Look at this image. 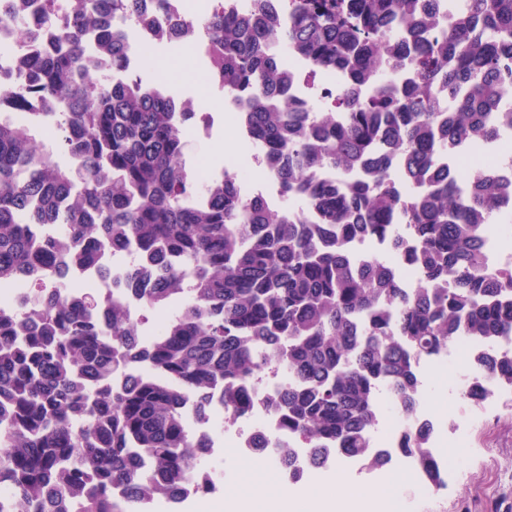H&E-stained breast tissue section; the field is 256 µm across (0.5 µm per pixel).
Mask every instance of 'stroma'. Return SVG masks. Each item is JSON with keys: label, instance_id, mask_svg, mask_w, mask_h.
<instances>
[{"label": "stroma", "instance_id": "stroma-1", "mask_svg": "<svg viewBox=\"0 0 512 512\" xmlns=\"http://www.w3.org/2000/svg\"><path fill=\"white\" fill-rule=\"evenodd\" d=\"M196 60L191 52H183L164 59H148L140 76L147 82H165L180 95L194 94ZM206 110L215 123L209 141L197 151L187 152V162H194L197 154L209 155L215 168H223L225 158L236 155L241 145L235 134L224 126V93L213 90L206 98ZM223 141L224 152L212 153L214 141ZM421 390L433 407L434 414L450 425L465 418L475 408L490 414L484 429L471 437L468 473L465 478L449 482L439 491L431 505L436 512H512V402L485 401L482 405L461 398L449 390L440 374L421 371ZM215 476L223 481L226 500H248L250 512H281L283 490L272 474H258L254 465L225 457L215 463Z\"/></svg>", "mask_w": 512, "mask_h": 512}]
</instances>
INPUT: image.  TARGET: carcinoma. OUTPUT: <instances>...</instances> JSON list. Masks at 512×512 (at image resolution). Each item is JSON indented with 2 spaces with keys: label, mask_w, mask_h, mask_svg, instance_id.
I'll return each mask as SVG.
<instances>
[{
  "label": "carcinoma",
  "mask_w": 512,
  "mask_h": 512,
  "mask_svg": "<svg viewBox=\"0 0 512 512\" xmlns=\"http://www.w3.org/2000/svg\"><path fill=\"white\" fill-rule=\"evenodd\" d=\"M44 2L56 48L0 76V101H52L57 111L40 116L61 122L80 164L41 149L37 125L0 117V283L39 281L24 317L0 314V481L15 512H68L70 501L129 512L140 496L174 494L205 462L203 439L184 427L186 395L201 416L220 396L231 419L269 368L284 388L264 404L317 450L316 464L333 448L383 465L369 438L381 391L418 415L416 360L462 336L487 350L465 398L484 399L485 372L512 388V351H492L512 340V267L490 270L484 258L502 179L444 163L495 137L493 112L512 85V0H464L446 19L434 0H286L288 19L267 9L255 24L216 8V84L241 106L247 141L276 159L278 211L243 197L232 177L210 187L187 177V127L208 113L175 118L167 90L121 69V22L146 0H76L72 16ZM0 22L39 37L19 11ZM398 26L408 38L394 44ZM90 32L98 54L83 53ZM274 47L312 77L343 72L347 92L303 111ZM324 167L340 179L319 178ZM306 209L318 223L292 222ZM35 224L62 225L70 266L97 264L102 248L140 251L155 276L134 264L128 283L148 314L181 300L185 278L191 294L144 347L121 300L104 322L93 294L70 300L58 243ZM357 239L386 247L358 257ZM404 260L421 274L413 290L398 278ZM136 362L150 371L127 374ZM428 438L416 422L400 451L435 482Z\"/></svg>",
  "instance_id": "carcinoma-1"
}]
</instances>
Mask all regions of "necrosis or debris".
<instances>
[{
	"label": "necrosis or debris",
	"instance_id": "1",
	"mask_svg": "<svg viewBox=\"0 0 512 512\" xmlns=\"http://www.w3.org/2000/svg\"><path fill=\"white\" fill-rule=\"evenodd\" d=\"M216 6L217 0H154L146 17H134L124 24L128 68L135 71L141 68L146 57L174 53L179 44L169 40L167 32L173 23L184 22L191 26L188 42L200 59L198 81L203 86L211 85L204 57L212 37L199 20ZM52 46L51 33H44L41 42L26 43L18 40L11 30L0 27V74L8 76L18 73L27 57ZM287 63L290 76L288 94L304 107L342 96L345 87L343 74L327 73L312 81L307 77V66L302 60L291 57ZM501 153H512V126L507 124L498 128L493 142L480 148H461L454 160L463 167L473 164L485 169L495 166L496 157ZM269 168V158L255 153L233 165L231 171L244 193L261 196L268 203L276 205L282 198V186L269 175ZM131 264L130 250L112 249L103 253L100 266L65 270L63 279L70 295L79 296L89 289L107 305L113 299H121L128 320L138 324L141 342L147 346L153 343L156 336L163 334L172 310L166 307L153 312L152 316H145L140 299L124 289ZM473 348L470 338H459L446 352L433 358L431 365L454 384H465L471 369ZM378 413V423L370 433L371 442L381 453L395 458L401 472L409 480L413 493L409 496L399 493L397 488L386 483L384 475L374 472L368 485L349 487L348 512H386L385 504L393 497L398 498L401 512H416L420 501L430 492L431 481L413 457L399 451L403 432L410 420L401 410L390 409L389 401L384 397L379 400ZM184 423L197 435L208 436L205 450L208 458H223L225 449H232L239 458L256 459L264 467L275 469L279 482L288 486L311 474L306 449L297 445L288 430L266 409L263 401H256L249 411L229 420L224 416L221 401L216 400L205 416L188 410ZM469 439L470 430L466 427L455 429L447 439L440 434H432L429 449L441 477H455L465 470ZM218 496L219 487L215 479L201 474L171 499L152 502L149 512H183L186 501L206 503Z\"/></svg>",
	"mask_w": 512,
	"mask_h": 512
}]
</instances>
